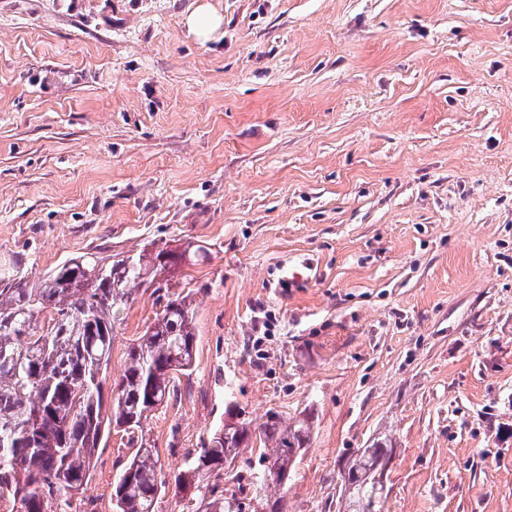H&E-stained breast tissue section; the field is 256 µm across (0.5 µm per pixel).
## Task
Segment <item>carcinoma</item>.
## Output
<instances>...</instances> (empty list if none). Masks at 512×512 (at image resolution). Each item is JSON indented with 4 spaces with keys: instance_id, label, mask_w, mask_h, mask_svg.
Wrapping results in <instances>:
<instances>
[{
    "instance_id": "carcinoma-1",
    "label": "carcinoma",
    "mask_w": 512,
    "mask_h": 512,
    "mask_svg": "<svg viewBox=\"0 0 512 512\" xmlns=\"http://www.w3.org/2000/svg\"><path fill=\"white\" fill-rule=\"evenodd\" d=\"M190 249H142L122 257L85 252L33 281L19 262H0V503L11 505L10 512H73L75 492L90 479L95 450L112 427L135 449L113 480L114 512H154L170 485L194 490L200 512H234L230 499L208 493L210 479L237 460V479L252 473L257 443L265 470L254 495L270 512H283L281 498L265 491L287 484L309 447L310 413L288 421L268 414L257 426L244 419L227 431L220 427L174 469H164L147 447L146 421L178 396V376L194 366L189 295L169 293L167 279L153 290L166 303L130 347L112 389V410H104L115 324L136 292L170 272ZM394 448L382 435L370 453L354 455V490L345 512H379L380 493L365 474Z\"/></svg>"
}]
</instances>
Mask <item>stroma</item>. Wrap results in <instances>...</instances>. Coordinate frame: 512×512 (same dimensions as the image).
<instances>
[{"label": "stroma", "instance_id": "1", "mask_svg": "<svg viewBox=\"0 0 512 512\" xmlns=\"http://www.w3.org/2000/svg\"><path fill=\"white\" fill-rule=\"evenodd\" d=\"M189 241L165 467L228 405L307 411L287 512H340L384 431L382 512H512V0H0V259ZM161 308L138 293L108 380ZM131 453L96 449L79 512ZM222 18L209 9L200 5L186 19V26L197 38L208 39L221 25Z\"/></svg>", "mask_w": 512, "mask_h": 512}]
</instances>
